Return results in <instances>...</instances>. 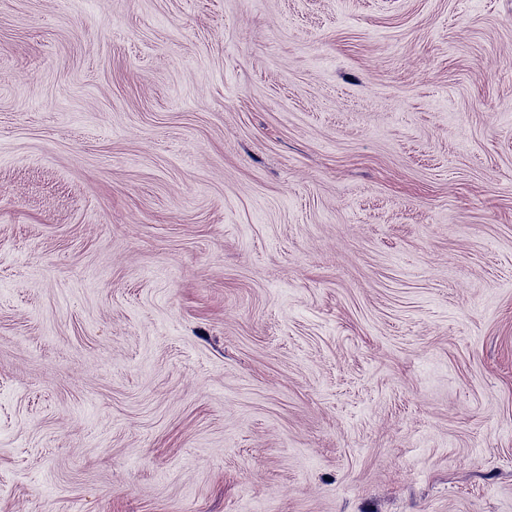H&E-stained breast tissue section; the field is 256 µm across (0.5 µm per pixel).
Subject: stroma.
<instances>
[{"mask_svg":"<svg viewBox=\"0 0 512 512\" xmlns=\"http://www.w3.org/2000/svg\"><path fill=\"white\" fill-rule=\"evenodd\" d=\"M0 512H512V0H0Z\"/></svg>","mask_w":512,"mask_h":512,"instance_id":"stroma-1","label":"stroma"}]
</instances>
